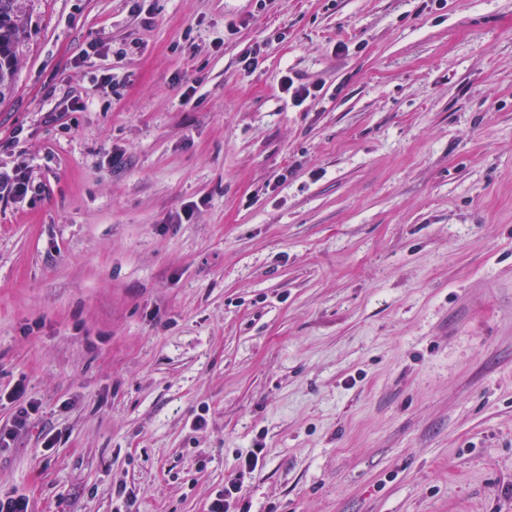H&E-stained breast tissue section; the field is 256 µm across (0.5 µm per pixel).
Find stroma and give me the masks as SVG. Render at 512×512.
I'll use <instances>...</instances> for the list:
<instances>
[{
    "label": "stroma",
    "instance_id": "obj_1",
    "mask_svg": "<svg viewBox=\"0 0 512 512\" xmlns=\"http://www.w3.org/2000/svg\"><path fill=\"white\" fill-rule=\"evenodd\" d=\"M26 4L0 165L39 190L0 200V388L39 411L0 492L512 512V0ZM243 481L239 478L227 483L210 505V512H230L231 507L240 500L243 492Z\"/></svg>",
    "mask_w": 512,
    "mask_h": 512
}]
</instances>
